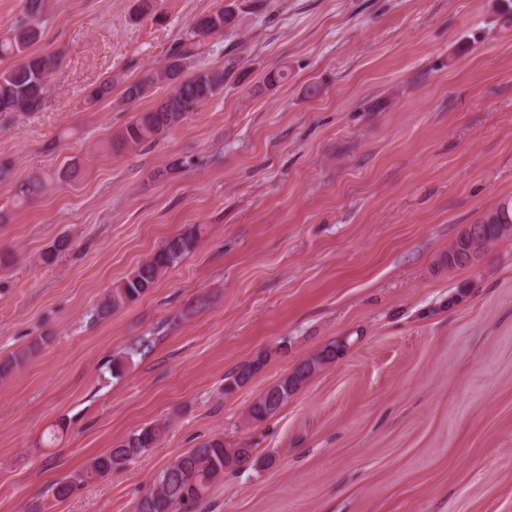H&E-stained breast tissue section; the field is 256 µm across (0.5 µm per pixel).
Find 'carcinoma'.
I'll return each mask as SVG.
<instances>
[{
  "mask_svg": "<svg viewBox=\"0 0 512 512\" xmlns=\"http://www.w3.org/2000/svg\"><path fill=\"white\" fill-rule=\"evenodd\" d=\"M235 22L236 15L227 7L199 17L170 46L162 67L125 86L124 99L128 103L141 100L155 85L166 88L167 93L154 107L137 113L118 131L112 138V150L118 152L152 144L179 125L188 113L200 109L224 90L230 70L206 68L199 64V59L213 51L208 39L233 28ZM39 38L40 30L30 22L18 24L10 36L0 38V61L12 60L10 65L0 67V112L42 110L46 89L60 56L29 52ZM43 189L44 183L37 177L19 183L14 193L17 205H24L40 195ZM502 224L512 225V199L501 202L481 216L476 222L480 236L475 243L468 242L465 232L458 236L444 256L446 265L459 268L471 264L468 251L472 249L480 254L491 243L504 238V233L500 232ZM203 233L204 227L200 224L186 225L115 285L93 310L92 316L107 318L147 293L163 274L177 267L196 249ZM70 247V240L63 236L50 245L42 260L53 263ZM335 360L334 345L303 359L257 396L249 408V419L261 422L277 415L305 382ZM261 365L262 360L258 359L242 367L231 376L230 382L224 384V391L231 392L244 386ZM166 428L167 425L157 423L139 429L107 453L94 458L79 475L57 485L54 497L64 499L79 485L131 463L156 445ZM250 457L249 448H228L223 437L209 438L156 474L152 490L138 501L137 512H193L213 484L224 477L226 469L240 466Z\"/></svg>",
  "mask_w": 512,
  "mask_h": 512,
  "instance_id": "cac0c4a2",
  "label": "carcinoma"
}]
</instances>
